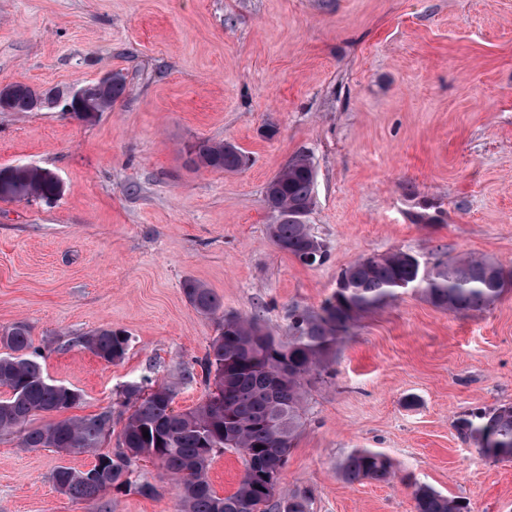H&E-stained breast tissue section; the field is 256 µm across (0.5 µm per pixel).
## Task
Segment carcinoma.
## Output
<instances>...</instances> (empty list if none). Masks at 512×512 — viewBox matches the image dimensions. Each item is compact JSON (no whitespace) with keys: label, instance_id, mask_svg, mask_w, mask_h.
Returning <instances> with one entry per match:
<instances>
[{"label":"carcinoma","instance_id":"carcinoma-1","mask_svg":"<svg viewBox=\"0 0 512 512\" xmlns=\"http://www.w3.org/2000/svg\"><path fill=\"white\" fill-rule=\"evenodd\" d=\"M124 91V81L117 78L102 93L88 86L79 101L68 91L54 94L63 99L58 111L86 121L92 110L111 109ZM33 98L31 86L11 84L0 97V111L32 112ZM189 154L197 168L237 170L242 163L240 149L227 142H202ZM314 183L315 172L305 155L291 160L272 178V201L283 216L281 223L269 225V233L280 251L298 260L317 241L310 225L301 221V209L313 207ZM61 191V184L46 169L26 164L0 168V201L49 202ZM505 285L503 268L486 257L439 260L427 268L406 251L362 258L341 271L320 310L291 314L288 339L281 340L256 318L224 312L211 289L188 280L184 293L189 303L199 313L220 320L218 336L198 362L208 385L203 403L177 411L171 387L159 385L145 396L143 386L132 383L123 392L124 404L132 406V412L112 451L99 452L112 423L110 410L49 422L27 431L22 444L95 454L98 462L86 471L60 467L54 472L57 488L73 498L97 500L112 488L157 496V486L140 481L136 471L137 460L152 458L177 484L181 512H309L313 488L299 487L288 499L278 500L267 490L264 474L286 464L303 425L304 381L325 370L353 322L397 299L407 288L437 308L462 315L482 313L500 297ZM80 343L107 363L122 360L128 348L127 336L110 328L96 330ZM0 348V387L10 391L7 399L0 400V434L22 429L38 412L74 407L75 390L45 376L28 323L19 321L1 329ZM456 427L484 458L512 459V404L465 412ZM226 450L241 452L245 468L237 489L219 496L210 485L208 468ZM337 470L348 483L364 479L389 483L396 475L390 458L371 448L353 450ZM406 480L412 487L415 512H470L462 498L446 496L411 474Z\"/></svg>","mask_w":512,"mask_h":512}]
</instances>
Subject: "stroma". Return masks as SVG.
Here are the masks:
<instances>
[{"label":"stroma","instance_id":"obj_1","mask_svg":"<svg viewBox=\"0 0 512 512\" xmlns=\"http://www.w3.org/2000/svg\"><path fill=\"white\" fill-rule=\"evenodd\" d=\"M107 71L126 89L93 120L0 112V167L62 184L48 203L0 201V328L30 325L46 375L81 395L73 415L122 411L134 382L174 387L181 410L204 400L183 369L219 320L191 306L188 280L284 338L290 312L318 309L365 257L473 255L512 274V0H0V85L72 89ZM202 141L235 144L246 165L195 168ZM300 154L328 250L313 266L268 230L265 187ZM101 328L127 336L122 362L81 345ZM304 390L277 497L311 486L310 512H415L410 472L471 512H512V462L455 426L512 403V284L475 315L401 294L360 316ZM356 448L387 454L395 478L345 482L336 464ZM95 460L0 435V512H179L151 459L138 473L158 496L58 490L56 469ZM243 472L227 450L208 477L226 495Z\"/></svg>","mask_w":512,"mask_h":512}]
</instances>
